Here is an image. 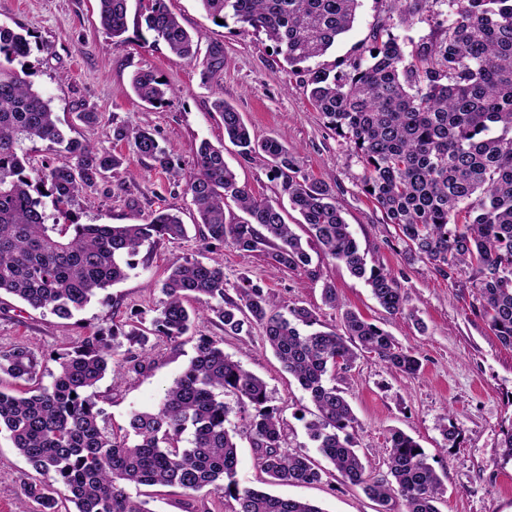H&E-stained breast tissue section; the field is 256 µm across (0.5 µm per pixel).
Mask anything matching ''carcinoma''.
<instances>
[{"mask_svg":"<svg viewBox=\"0 0 512 512\" xmlns=\"http://www.w3.org/2000/svg\"><path fill=\"white\" fill-rule=\"evenodd\" d=\"M98 2L99 23L112 45L125 43L129 0ZM358 2L200 0L215 19L265 32L288 66L303 74L326 128L346 140L362 163L361 189L395 226L405 258L429 264L453 287L472 289V314L512 347V0H450L448 19L409 52L382 24L365 47L368 56L334 73L316 59L353 28ZM389 2L409 25L429 11L432 0ZM138 28L163 41L176 59H194V40L166 0L141 4ZM31 52L30 35L0 24V59L12 62ZM132 86L154 107L175 97L152 70L136 73ZM214 109L241 158H270L271 172L282 179L323 254L365 280L389 314L406 313V296L391 273L367 266L333 186L299 176L285 143L251 138L241 114L224 100L215 101ZM113 136L154 165L170 168L151 129L117 126ZM34 141L47 143L60 158L29 167L25 145ZM121 164L115 155L66 137L51 100L34 89L28 73L0 66V294L68 319L98 292L124 280L143 245L185 236L181 219L163 211L146 224L68 220L65 206ZM185 191L197 207L206 248L260 252L276 268L321 279L280 205L238 183L224 161V147L200 143ZM228 198L247 219H226ZM48 203L67 222L51 219ZM162 291L166 299L152 320L153 334L179 344L208 313L228 335L249 336L259 327L284 369L309 393L317 414L305 428L344 481L375 500L379 512H395L398 503L400 512H440L442 480L404 432L393 430L387 438V474H367L348 433L357 423L351 405L327 384V374L350 369L360 351L396 372L418 374L419 359L388 331L347 309L343 332H306L317 323L314 313L303 306L275 308L259 284L228 296L224 266L215 259L173 263ZM192 294L206 307L188 310L185 300ZM148 343L137 324L126 331L99 327L57 355L48 385L37 381L41 361L35 353L24 346L0 349V375L31 384L20 395L0 388V432L9 433L13 448L37 474L23 484L20 512H149L145 502L130 496L131 485L206 489L231 498V512H323L308 502L239 486L240 432L273 484H317L324 471L304 455L283 451V423L267 406L266 383L225 355L212 337L197 338L195 356L155 409L135 410L127 426L108 428L97 384L108 374L147 375L154 364ZM227 393L243 414L240 431L226 426L232 412L224 402Z\"/></svg>","mask_w":512,"mask_h":512,"instance_id":"cac0c4a2","label":"carcinoma"}]
</instances>
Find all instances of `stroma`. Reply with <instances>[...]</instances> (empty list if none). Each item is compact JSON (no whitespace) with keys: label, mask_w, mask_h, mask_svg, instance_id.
<instances>
[{"label":"stroma","mask_w":512,"mask_h":512,"mask_svg":"<svg viewBox=\"0 0 512 512\" xmlns=\"http://www.w3.org/2000/svg\"><path fill=\"white\" fill-rule=\"evenodd\" d=\"M167 5L198 42L193 61L176 60L164 43L143 42L134 30L133 9L128 12L127 41L116 47L99 24L97 0H0V24L30 33L38 44L24 62H13V69H27L35 88L50 98L65 136L88 141L122 159L104 182L84 189L75 199L70 207L73 219L80 224H144L166 210L178 214L188 227L182 239L142 247L127 278L102 291L71 319L6 298L0 309V348L26 346L41 358L44 371L55 370L54 355L70 350L94 327L120 325L134 314L143 325H150L164 299L162 284L172 264L211 256L224 266L229 296H236L245 281L258 283L279 309L297 304L313 310L324 331L339 329L342 309L353 310L389 331L420 360V372L414 377L391 371L370 354L360 356L352 369L336 373L335 385L357 418L351 437L371 475L386 473L387 438L391 430L399 429L419 443L441 477L445 488L441 512H512V459L502 448L503 431L512 425V348L502 345L471 313L470 289L452 287L428 264L404 259L394 226L385 223L382 211L361 190L358 158L324 126L299 75L282 55L271 51L263 32L243 30L231 22L219 24L199 0H167ZM450 11L448 0H434L430 11L405 27L392 16L387 0H361L353 29L321 62L331 67L358 55L373 29L384 22L391 24L394 34L420 42ZM216 47L224 52V68L213 73L206 61ZM143 69L154 70L177 89L169 105L154 107L135 95L131 80ZM219 99L240 112L255 139L281 138L298 158L302 174L333 185L336 203L368 265L384 268L396 278L408 298L407 314L385 312L364 281L307 241L305 226L291 210L285 214L286 223L305 237L312 265L334 283L341 309L326 306L320 284L303 272L276 269L261 253L227 246L207 254L195 229L196 209L183 186L112 135L116 126L150 127L184 172L192 169L201 141L223 144L224 160L240 184L257 197L287 203L281 181L270 175L266 156L243 160L236 147L225 142L224 125L213 109ZM86 111L97 114L95 124L79 120V113ZM193 333L221 338L225 355L264 380L268 405L285 423L288 452L319 459L304 428L315 410L310 396L284 370L260 331L248 338L228 336L220 323L201 321ZM193 355V343L177 347L157 337L149 376L104 378L98 385L99 404L108 424L126 426L131 411L156 407ZM447 417L458 431L453 441L441 432ZM32 474L7 433L1 432L0 512H16L22 486ZM274 492L315 502L324 512L378 509L359 487L337 475L319 485H280ZM140 498L149 512H230L222 499L205 491L189 495L174 487H144Z\"/></svg>","instance_id":"stroma-1"}]
</instances>
